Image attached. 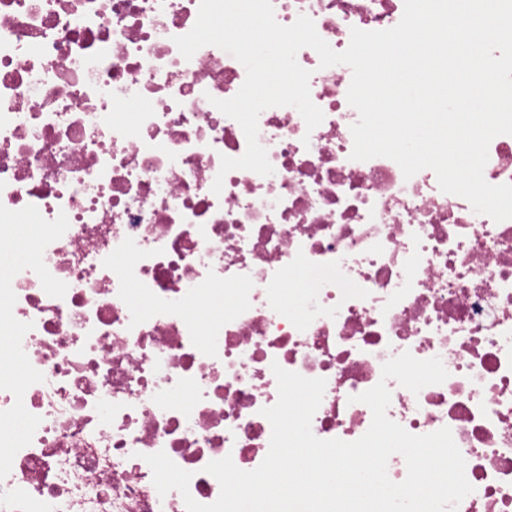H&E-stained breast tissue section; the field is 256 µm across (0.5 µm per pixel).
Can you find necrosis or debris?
I'll return each mask as SVG.
<instances>
[{
  "label": "necrosis or debris",
  "mask_w": 512,
  "mask_h": 512,
  "mask_svg": "<svg viewBox=\"0 0 512 512\" xmlns=\"http://www.w3.org/2000/svg\"><path fill=\"white\" fill-rule=\"evenodd\" d=\"M199 2L0 0V512H186L153 484L160 451L213 503L210 461L268 453L273 365L325 379L312 432L354 441L372 420L357 394L404 351L449 376L386 381L389 418L451 429L473 487L456 512H512V219L432 170L351 159L352 71L310 48L323 122L264 110L273 174H220L246 138L212 101L246 71L212 45L181 55ZM273 6L340 52L404 0Z\"/></svg>",
  "instance_id": "4bbe7bcc"
}]
</instances>
